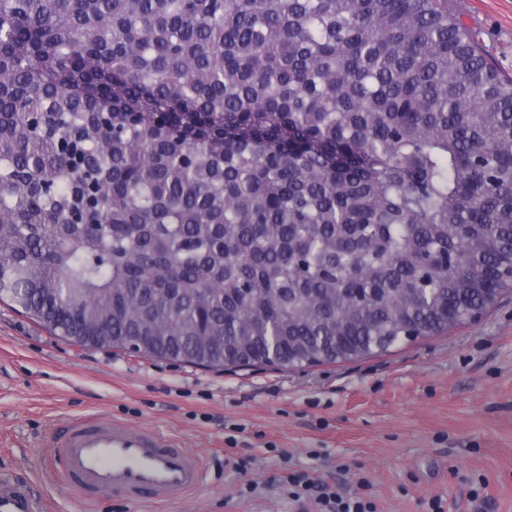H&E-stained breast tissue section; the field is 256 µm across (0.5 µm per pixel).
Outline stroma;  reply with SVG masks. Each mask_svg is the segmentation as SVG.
Instances as JSON below:
<instances>
[{"mask_svg":"<svg viewBox=\"0 0 512 512\" xmlns=\"http://www.w3.org/2000/svg\"><path fill=\"white\" fill-rule=\"evenodd\" d=\"M512 75V0H454ZM177 436L208 472L165 503L65 486L52 443L83 417ZM308 471L378 512H512V290L483 318L354 363L204 369L70 344L0 303V475L54 512H294L271 476ZM261 484L251 495L246 483Z\"/></svg>","mask_w":512,"mask_h":512,"instance_id":"35a3bbf8","label":"stroma"}]
</instances>
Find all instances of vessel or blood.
<instances>
[{
    "label": "vessel or blood",
    "instance_id": "b4317fda",
    "mask_svg": "<svg viewBox=\"0 0 512 512\" xmlns=\"http://www.w3.org/2000/svg\"><path fill=\"white\" fill-rule=\"evenodd\" d=\"M54 455L83 497L112 491L165 502L199 487L200 458L148 427L97 418L72 421L53 441ZM0 512H36L27 486L0 477Z\"/></svg>",
    "mask_w": 512,
    "mask_h": 512
}]
</instances>
